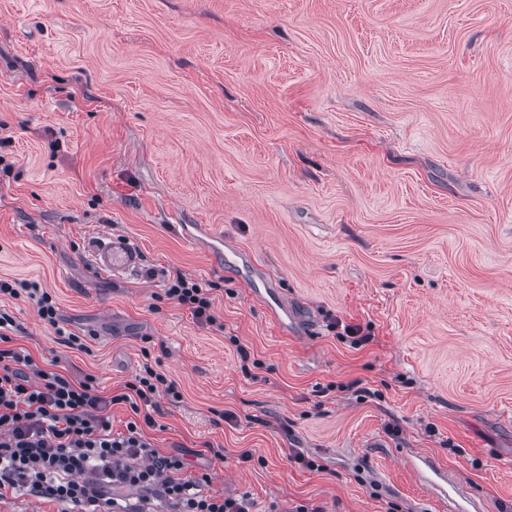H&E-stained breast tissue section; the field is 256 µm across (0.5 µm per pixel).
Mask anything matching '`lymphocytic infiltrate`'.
I'll use <instances>...</instances> for the list:
<instances>
[{
    "instance_id": "obj_1",
    "label": "lymphocytic infiltrate",
    "mask_w": 512,
    "mask_h": 512,
    "mask_svg": "<svg viewBox=\"0 0 512 512\" xmlns=\"http://www.w3.org/2000/svg\"><path fill=\"white\" fill-rule=\"evenodd\" d=\"M27 297L39 318L57 325L58 307L36 283L0 280V295ZM168 298L188 306L193 316L214 323L209 289L176 275ZM21 326L0 309V489L22 488L61 505L63 512H150V493H158L173 512H249L242 498L211 495L208 474L186 475L177 454L160 453L146 435L154 427L158 397L179 399L174 382L144 364L122 393L97 395L93 376L71 378L41 367L23 348L11 347ZM128 404L132 416L116 433L107 410ZM138 492V502L120 504L113 490Z\"/></svg>"
}]
</instances>
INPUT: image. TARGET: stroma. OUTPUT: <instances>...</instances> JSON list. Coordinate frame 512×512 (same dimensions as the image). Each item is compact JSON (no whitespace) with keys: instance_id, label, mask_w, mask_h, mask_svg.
I'll use <instances>...</instances> for the list:
<instances>
[{"instance_id":"35a3bbf8","label":"stroma","mask_w":512,"mask_h":512,"mask_svg":"<svg viewBox=\"0 0 512 512\" xmlns=\"http://www.w3.org/2000/svg\"><path fill=\"white\" fill-rule=\"evenodd\" d=\"M0 279L59 308L0 297L13 346L102 396L156 362L147 435L211 494L512 512V0H0ZM94 266L99 273L119 277L134 271L139 265V255L126 240L112 236V233L88 241ZM211 290L214 288H203L198 281L177 274L175 278L168 280L165 295L181 305L188 306L196 319L206 324H213L216 318L211 313L213 300L210 295ZM9 295L14 299H18L23 294L26 298L32 301L36 308L39 318L51 325L58 327V307L51 295L40 288L36 283L29 281L9 282L7 280H0V295Z\"/></svg>"}]
</instances>
